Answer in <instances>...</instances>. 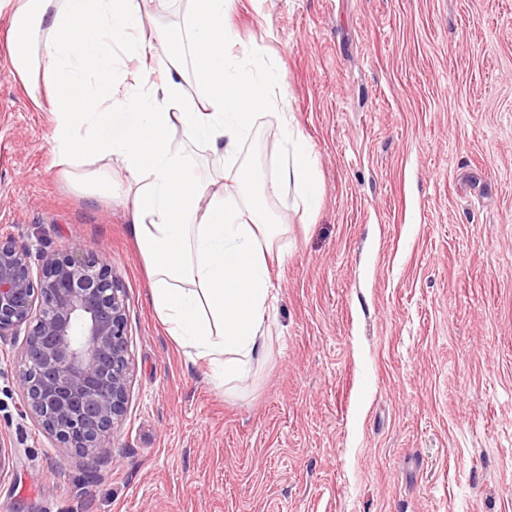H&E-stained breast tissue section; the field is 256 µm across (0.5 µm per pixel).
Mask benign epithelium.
<instances>
[{"mask_svg":"<svg viewBox=\"0 0 512 512\" xmlns=\"http://www.w3.org/2000/svg\"><path fill=\"white\" fill-rule=\"evenodd\" d=\"M17 351L24 412L64 447L100 462L132 379L125 289L107 259L0 241V333Z\"/></svg>","mask_w":512,"mask_h":512,"instance_id":"1","label":"benign epithelium"}]
</instances>
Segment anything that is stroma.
<instances>
[{"label":"stroma","instance_id":"obj_1","mask_svg":"<svg viewBox=\"0 0 512 512\" xmlns=\"http://www.w3.org/2000/svg\"><path fill=\"white\" fill-rule=\"evenodd\" d=\"M234 52L285 77L239 167L274 177L305 137L315 214L288 231L267 351L233 392L166 332L129 208L51 165V123L0 17V240L105 255L133 381L113 461L22 413L0 336V512H512V0H233Z\"/></svg>","mask_w":512,"mask_h":512}]
</instances>
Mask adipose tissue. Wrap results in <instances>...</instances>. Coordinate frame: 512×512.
I'll return each instance as SVG.
<instances>
[{"label":"adipose tissue","instance_id":"1","mask_svg":"<svg viewBox=\"0 0 512 512\" xmlns=\"http://www.w3.org/2000/svg\"><path fill=\"white\" fill-rule=\"evenodd\" d=\"M144 0H0L11 66L35 106L51 115L55 166L93 191L120 176L131 231L151 279L153 306L169 335L233 391L265 349L273 307L268 259L284 227L261 204L193 175L191 146L205 144L225 166L258 117L288 128L282 73L259 49L231 53V0H190L194 50L184 71L180 40L145 29ZM204 92L190 99L192 82ZM127 128L109 133L116 110ZM269 191L292 193L305 211L320 205L314 162L302 137Z\"/></svg>","mask_w":512,"mask_h":512}]
</instances>
